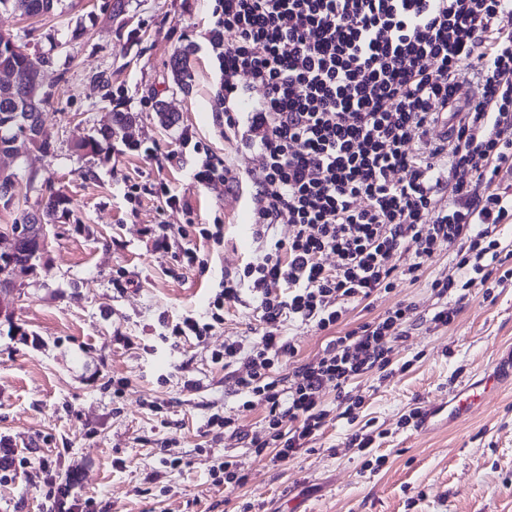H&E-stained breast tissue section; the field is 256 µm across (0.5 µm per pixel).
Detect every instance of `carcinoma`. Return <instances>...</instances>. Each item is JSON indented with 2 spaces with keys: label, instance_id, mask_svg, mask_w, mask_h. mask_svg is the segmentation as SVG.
Returning <instances> with one entry per match:
<instances>
[{
  "label": "carcinoma",
  "instance_id": "cac0c4a2",
  "mask_svg": "<svg viewBox=\"0 0 512 512\" xmlns=\"http://www.w3.org/2000/svg\"><path fill=\"white\" fill-rule=\"evenodd\" d=\"M54 0H0V8H11L27 17H40L51 12ZM192 48L185 46L176 50L170 60L174 83L187 92L192 81L190 55ZM47 59L30 53L16 45L11 39L0 35V70H8L13 79L0 82V155L9 156L17 137L29 133L33 142L44 152L50 151V135L44 129L42 112L46 97L41 94L39 76ZM136 120L131 112H110L108 118L94 135L76 147L84 154H97L109 148L112 138L122 136ZM66 200L59 193L50 194L36 212L23 215V223L31 231L30 238L22 241L18 249L27 251L37 244L41 225L56 218L64 209Z\"/></svg>",
  "mask_w": 512,
  "mask_h": 512
}]
</instances>
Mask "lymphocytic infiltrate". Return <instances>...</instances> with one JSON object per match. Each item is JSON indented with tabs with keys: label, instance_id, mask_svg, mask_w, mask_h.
<instances>
[{
	"label": "lymphocytic infiltrate",
	"instance_id": "1",
	"mask_svg": "<svg viewBox=\"0 0 512 512\" xmlns=\"http://www.w3.org/2000/svg\"><path fill=\"white\" fill-rule=\"evenodd\" d=\"M214 14L223 89L244 76L264 89L250 114L264 157L250 177L260 256L225 275L212 302L249 293L262 340L225 339L214 359L240 412L264 403L265 436L223 412L206 425L278 468L320 435L325 389L354 420L365 399L348 395L349 382L386 371L414 322L447 327L451 291L486 283L499 262L498 228L512 223V32L497 22L512 0H218ZM467 62L475 90L464 97ZM443 115L447 140H426ZM277 224L291 226L289 240L271 236ZM399 250L414 253L412 279L448 252L460 275L435 280L440 304L422 317L396 304L276 375L297 353L286 325L330 330L349 304L390 292Z\"/></svg>",
	"mask_w": 512,
	"mask_h": 512
}]
</instances>
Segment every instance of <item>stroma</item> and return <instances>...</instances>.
Instances as JSON below:
<instances>
[{"instance_id": "stroma-1", "label": "stroma", "mask_w": 512, "mask_h": 512, "mask_svg": "<svg viewBox=\"0 0 512 512\" xmlns=\"http://www.w3.org/2000/svg\"><path fill=\"white\" fill-rule=\"evenodd\" d=\"M109 3L56 0L38 19L0 9V35L48 59L41 91L53 145L45 154L21 138L15 157L0 160L20 183L14 202L0 203V226L38 209L46 186L67 199L66 214L44 227L35 270L16 271L17 292L0 298V448L26 457L0 480V512H52L45 493L53 475L72 478L93 512H240L257 501L266 512H512V385L453 425L418 432L402 423L410 410L448 400L462 380L492 372L512 349V281L470 288L447 328L413 326L394 346L392 375L374 371L349 385L365 399L356 420L343 418L327 391L322 433L285 466L270 467L238 438L206 429L220 408L264 434V405L238 412L212 360L225 338L259 342L254 303L242 295L216 324L210 307L225 273L256 255L240 228L249 222L246 177L262 158L245 144V114L230 128L213 110L215 0H128L122 22ZM185 45L193 49L186 93L169 65ZM103 70L112 75L107 88L91 80ZM158 99L177 112V125L161 124ZM116 105L137 116L125 138L97 155L74 153ZM131 140L141 150H130ZM207 161L225 164L242 186L228 192L221 182L195 181ZM171 194L179 199L172 207ZM216 224L223 242L200 239V228ZM192 247L199 259L191 265ZM412 261L411 252H396L393 290L351 305L334 331L291 325L296 361L395 304L432 311V282L448 275V254H435L413 281L403 274ZM186 316L211 323L209 334L162 344L159 334ZM358 430L380 433L378 470L347 447ZM227 452L247 476L231 492L208 474Z\"/></svg>"}]
</instances>
